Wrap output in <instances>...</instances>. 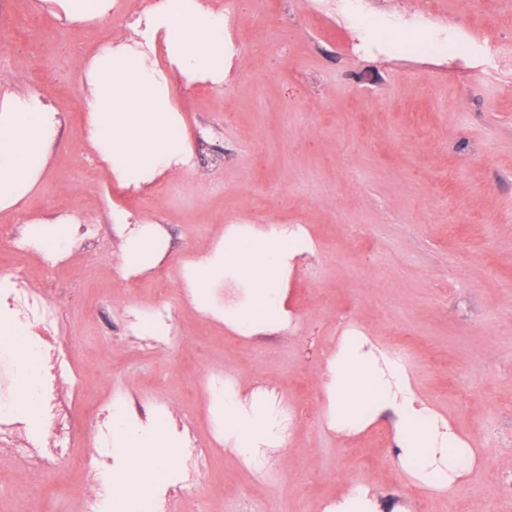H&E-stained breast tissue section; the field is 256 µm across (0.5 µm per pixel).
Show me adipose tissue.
Instances as JSON below:
<instances>
[{
  "label": "adipose tissue",
  "mask_w": 512,
  "mask_h": 512,
  "mask_svg": "<svg viewBox=\"0 0 512 512\" xmlns=\"http://www.w3.org/2000/svg\"><path fill=\"white\" fill-rule=\"evenodd\" d=\"M147 25L164 36L168 58L188 80L221 82L224 78V16L201 8L196 0H163ZM85 99L89 140L100 163L120 181L153 182L173 162L188 155L185 138L176 134L179 116L171 105L167 81L122 46H107L90 62ZM60 121L43 96L25 91L0 105V209L15 206L33 189L56 136ZM74 226L69 218H43L29 225L26 240L46 257L62 258ZM303 237H278L249 227L227 229L209 254L188 275L200 309L244 334L287 323L283 280L294 260L309 253ZM250 286L247 302L233 310L214 305L212 290L226 273ZM330 418L337 431L353 433L390 408L399 447L398 464L424 487L452 492L477 459L449 421L419 401L405 368L389 361L370 337L353 332L343 337L328 363ZM273 420L265 404L243 405L237 394L224 398V433L233 438L241 457L252 459L259 445L273 437ZM112 438L132 465L113 474V483L129 487L108 503V512H134L161 491L164 467L174 466L178 435L167 420L141 424L125 408L112 413Z\"/></svg>",
  "instance_id": "obj_1"
}]
</instances>
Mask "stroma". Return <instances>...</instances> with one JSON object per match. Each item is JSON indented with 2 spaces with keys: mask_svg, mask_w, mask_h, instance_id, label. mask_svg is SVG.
Returning a JSON list of instances; mask_svg holds the SVG:
<instances>
[{
  "mask_svg": "<svg viewBox=\"0 0 512 512\" xmlns=\"http://www.w3.org/2000/svg\"><path fill=\"white\" fill-rule=\"evenodd\" d=\"M240 0L225 28L224 91L199 85L173 101L193 131L197 165L168 173L169 195L147 208L123 194L95 162L83 124L85 64L98 48L131 44L127 12L74 25L58 0H14L0 14V79L42 95L61 121L49 162L0 226L80 212L76 244L53 269L25 252L0 260L19 287L51 278L48 304L67 320L62 394L76 403L81 441L92 451L87 399L113 401L145 422L157 411L179 434L208 440L209 378L231 373L244 396L267 404L328 402L327 363L346 323L381 350L393 333L430 351L407 372L416 397L445 417L478 462L461 484L436 494L394 464L392 411L355 436L320 418L297 422L268 449L270 470L245 463L225 441L214 463L169 497L171 512H324L359 484L386 512H512V64L486 47L512 49V0ZM475 49L456 55L453 33ZM259 187L264 212L248 190ZM303 225L312 253L288 278L300 325L243 335L184 298L185 271L226 226ZM149 228L168 244L167 272L129 273L123 248ZM181 296L185 347L130 338L127 313ZM85 471L61 462L42 483L26 459L0 454V512H81Z\"/></svg>",
  "mask_w": 512,
  "mask_h": 512,
  "instance_id": "35a3bbf8",
  "label": "stroma"
}]
</instances>
